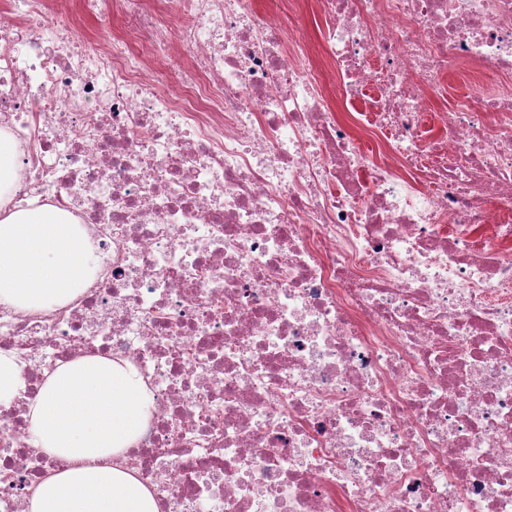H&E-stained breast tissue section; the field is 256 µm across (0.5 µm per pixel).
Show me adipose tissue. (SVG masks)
Here are the masks:
<instances>
[{
    "mask_svg": "<svg viewBox=\"0 0 512 512\" xmlns=\"http://www.w3.org/2000/svg\"><path fill=\"white\" fill-rule=\"evenodd\" d=\"M95 246L61 211L22 208L0 220V304L40 311L65 304L97 266ZM147 385L125 360L78 358L30 400L36 447L67 461L34 488L28 512H159L148 486L110 465L146 419Z\"/></svg>",
    "mask_w": 512,
    "mask_h": 512,
    "instance_id": "1",
    "label": "adipose tissue"
}]
</instances>
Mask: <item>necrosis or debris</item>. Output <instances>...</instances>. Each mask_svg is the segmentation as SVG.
I'll return each mask as SVG.
<instances>
[{"label": "necrosis or debris", "mask_w": 512, "mask_h": 512, "mask_svg": "<svg viewBox=\"0 0 512 512\" xmlns=\"http://www.w3.org/2000/svg\"><path fill=\"white\" fill-rule=\"evenodd\" d=\"M162 3L171 90L127 36L0 8V216L100 256L64 306L0 305V512L65 467L27 405L83 356L147 381L111 463L159 512H512V0H312L314 53L258 0ZM14 159L13 142L0 136V191L6 188L12 179ZM21 369L15 358L0 352V404H9L21 386Z\"/></svg>", "instance_id": "obj_1"}]
</instances>
